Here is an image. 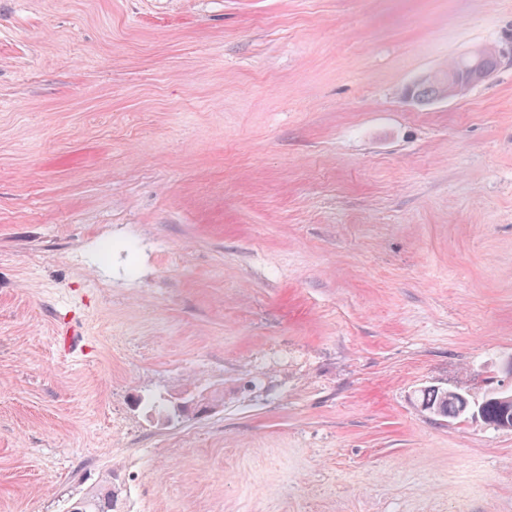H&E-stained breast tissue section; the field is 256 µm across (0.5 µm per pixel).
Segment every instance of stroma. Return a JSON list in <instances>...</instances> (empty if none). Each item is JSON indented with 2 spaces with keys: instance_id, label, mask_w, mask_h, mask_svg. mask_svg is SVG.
<instances>
[{
  "instance_id": "stroma-1",
  "label": "stroma",
  "mask_w": 512,
  "mask_h": 512,
  "mask_svg": "<svg viewBox=\"0 0 512 512\" xmlns=\"http://www.w3.org/2000/svg\"><path fill=\"white\" fill-rule=\"evenodd\" d=\"M509 38L512 0H0V512H512V430L421 405L512 391V58L407 95ZM469 63L470 61L467 58L456 60L448 67V72L461 71L464 67L468 66ZM448 72L440 73L431 81L423 82L429 77V75H431L430 73H427L415 80L411 87L422 82L416 86L414 90L415 98L419 101V103L427 104L434 100L442 99L448 96L462 97L472 88L459 83L456 84L457 86L454 87L452 93L448 94ZM454 390L451 389H429L423 393V405L426 409L432 411L434 415L444 418H459L468 414L471 408H465L463 401ZM116 497L111 477L104 478L95 488L79 499L72 507L73 512H114Z\"/></svg>"
}]
</instances>
